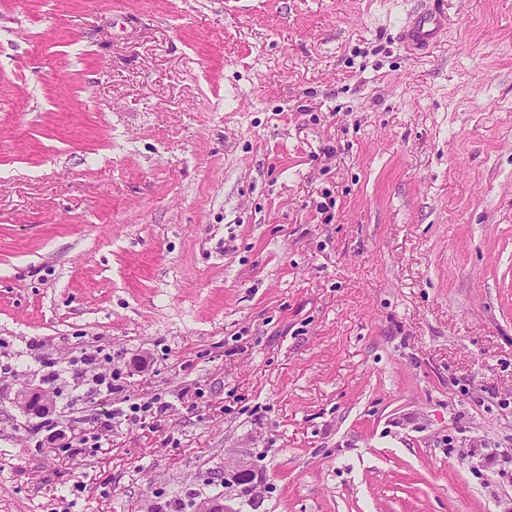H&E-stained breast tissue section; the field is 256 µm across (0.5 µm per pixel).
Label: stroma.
<instances>
[{
	"instance_id": "35a3bbf8",
	"label": "stroma",
	"mask_w": 512,
	"mask_h": 512,
	"mask_svg": "<svg viewBox=\"0 0 512 512\" xmlns=\"http://www.w3.org/2000/svg\"><path fill=\"white\" fill-rule=\"evenodd\" d=\"M425 2L0 0V512H512V0ZM441 1L430 0L431 7L414 18L408 37L416 45L429 47L440 40L445 28ZM14 402L24 412L35 411L41 413L47 411L50 399L37 386L28 385L17 391Z\"/></svg>"
}]
</instances>
